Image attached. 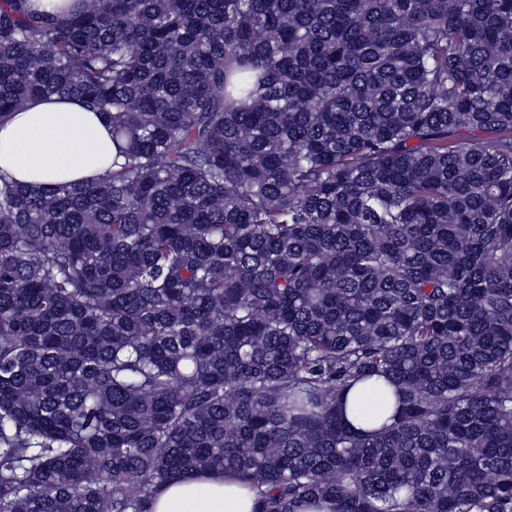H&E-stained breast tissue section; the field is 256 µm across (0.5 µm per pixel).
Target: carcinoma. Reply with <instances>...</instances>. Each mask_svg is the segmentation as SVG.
Returning <instances> with one entry per match:
<instances>
[{"label":"carcinoma","mask_w":512,"mask_h":512,"mask_svg":"<svg viewBox=\"0 0 512 512\" xmlns=\"http://www.w3.org/2000/svg\"><path fill=\"white\" fill-rule=\"evenodd\" d=\"M77 5L0 0V121L117 148L0 191V512H512V0ZM112 125L74 99H41L0 124V174L48 190L103 176L112 164ZM358 386L354 387L351 392L348 394L347 397V403L346 407L343 408V416L348 422V424L357 431H364L369 430L373 428L374 426L381 423L384 419L392 416L395 413L396 410V403H395V397L393 395V390L389 389V397L386 401L383 399L380 400L381 408L383 410L382 417L377 421H370L368 416V419H362L359 418L356 413V406L361 402L363 404H366L367 397L361 396L358 393ZM149 512H257L256 493L237 477L210 472L158 489Z\"/></svg>","instance_id":"obj_1"}]
</instances>
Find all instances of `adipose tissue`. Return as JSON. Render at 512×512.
Here are the masks:
<instances>
[{
  "label": "adipose tissue",
  "instance_id": "obj_1",
  "mask_svg": "<svg viewBox=\"0 0 512 512\" xmlns=\"http://www.w3.org/2000/svg\"><path fill=\"white\" fill-rule=\"evenodd\" d=\"M112 126L74 99H41L0 122V177L42 190L103 176L112 164ZM149 512H257L256 493L210 472L158 489Z\"/></svg>",
  "mask_w": 512,
  "mask_h": 512
}]
</instances>
